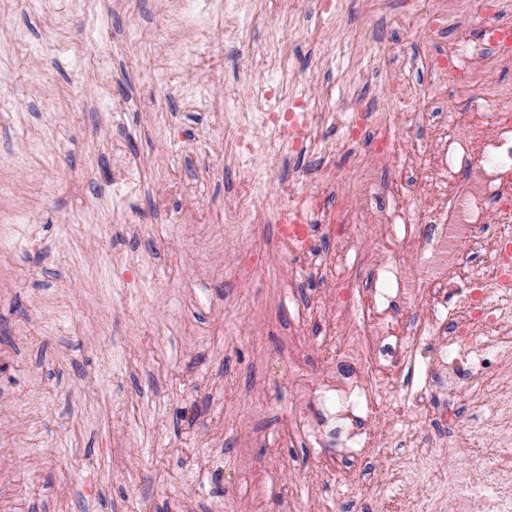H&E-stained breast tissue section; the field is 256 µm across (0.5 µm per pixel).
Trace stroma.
<instances>
[{
    "label": "stroma",
    "mask_w": 512,
    "mask_h": 512,
    "mask_svg": "<svg viewBox=\"0 0 512 512\" xmlns=\"http://www.w3.org/2000/svg\"><path fill=\"white\" fill-rule=\"evenodd\" d=\"M214 24L207 50L224 63L209 79L194 56L163 93L172 46L161 31L172 0H0V512H278L271 484L325 512L336 494L306 448H271L293 400L288 299L273 273L224 272L272 233L249 225L243 242L196 253L187 227L167 234L149 194L194 177L186 214L206 211L221 234L236 166L197 151L217 138L206 113L251 117L249 87L270 80L261 49L286 33L293 88L334 85L395 38L440 48L463 28L395 34L364 0H240L243 33L224 36V0H200ZM110 100L100 98L102 62ZM120 143L140 174L112 199L107 157Z\"/></svg>",
    "instance_id": "35a3bbf8"
}]
</instances>
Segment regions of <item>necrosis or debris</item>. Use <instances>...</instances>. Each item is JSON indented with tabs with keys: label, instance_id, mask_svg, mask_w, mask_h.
Here are the masks:
<instances>
[{
	"label": "necrosis or debris",
	"instance_id": "1",
	"mask_svg": "<svg viewBox=\"0 0 512 512\" xmlns=\"http://www.w3.org/2000/svg\"><path fill=\"white\" fill-rule=\"evenodd\" d=\"M466 15L469 38L417 49L432 77L418 88L406 68L377 56L357 85L373 95L354 112H320L317 100L268 108L258 124L319 166L281 183L272 247L287 256L278 285L296 298L290 387L296 396L275 447L315 449L336 512H512V85L489 66H512V18L500 0H441L392 19L438 33ZM460 100V112L438 108ZM428 117L423 143L396 129L404 113ZM245 122L229 128L236 194L224 238H239L266 212L253 199L261 144ZM351 183L334 208L335 163ZM482 409L466 422V405ZM428 463L438 484L388 451L391 439ZM472 457L460 465L461 443Z\"/></svg>",
	"mask_w": 512,
	"mask_h": 512
}]
</instances>
